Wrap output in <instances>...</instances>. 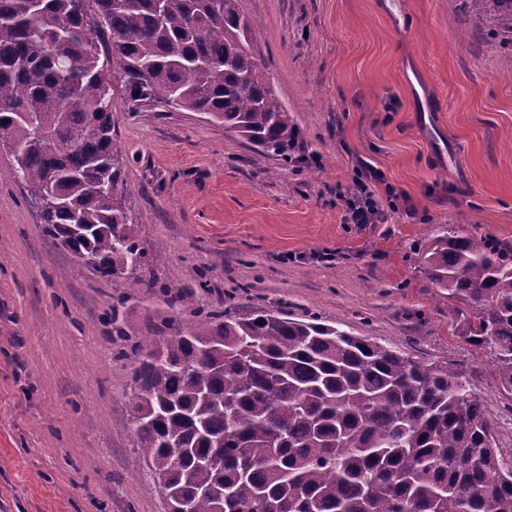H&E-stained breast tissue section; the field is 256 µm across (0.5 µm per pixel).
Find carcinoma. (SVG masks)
Here are the masks:
<instances>
[{
	"label": "carcinoma",
	"instance_id": "cac0c4a2",
	"mask_svg": "<svg viewBox=\"0 0 512 512\" xmlns=\"http://www.w3.org/2000/svg\"><path fill=\"white\" fill-rule=\"evenodd\" d=\"M512 41V0H471ZM237 0H0V148L43 232L122 288L144 251L112 142V106L198 112L288 158L296 128ZM109 48L101 51L103 40ZM470 309L455 334L489 350L512 394V245L440 224L411 250ZM135 434L191 512H512V468L482 398L427 363L278 311L206 314L139 346Z\"/></svg>",
	"mask_w": 512,
	"mask_h": 512
}]
</instances>
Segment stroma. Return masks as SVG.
<instances>
[{
  "label": "stroma",
  "instance_id": "1",
  "mask_svg": "<svg viewBox=\"0 0 512 512\" xmlns=\"http://www.w3.org/2000/svg\"><path fill=\"white\" fill-rule=\"evenodd\" d=\"M297 129L287 160L205 116L112 107L145 252L125 290L44 235L0 150V512H168L130 423L133 345L196 310L280 311L461 365L512 467V395L408 261L428 224L512 243V71L462 0H239ZM407 197L350 224L359 162ZM190 292L171 304L165 287Z\"/></svg>",
  "mask_w": 512,
  "mask_h": 512
}]
</instances>
